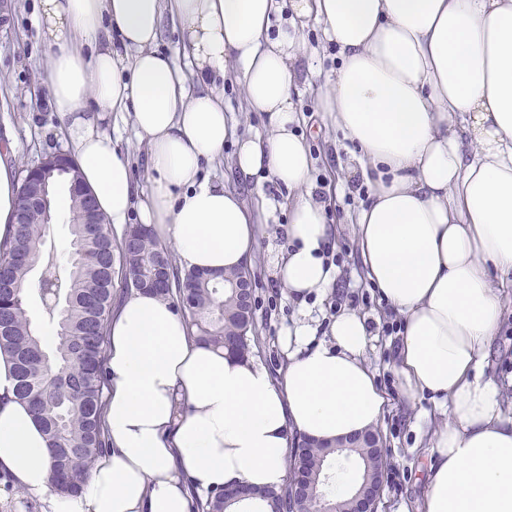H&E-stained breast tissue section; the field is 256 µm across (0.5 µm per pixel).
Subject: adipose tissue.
Listing matches in <instances>:
<instances>
[{"label": "adipose tissue", "mask_w": 512, "mask_h": 512, "mask_svg": "<svg viewBox=\"0 0 512 512\" xmlns=\"http://www.w3.org/2000/svg\"><path fill=\"white\" fill-rule=\"evenodd\" d=\"M39 0L36 34L55 52L32 96L60 130L111 230L137 218L171 245L181 273L245 265L256 229L244 199L202 177L224 159L253 177L259 204L288 189L286 249L269 259L289 297L336 288L324 258L327 204L293 98L299 23L335 44L334 79L318 111L376 171L352 222L366 278L399 316L396 365L406 396L437 397L444 417L425 449L422 512H512V414L486 375L512 299V0ZM187 35L181 57L158 48L165 25ZM233 76L268 135H234L223 90ZM128 114L146 147L147 192L135 197L107 114ZM13 142L0 145V240L11 236L21 185ZM290 327L280 377L251 357L190 335L184 313L135 290L108 326L104 422L110 448L78 494H52L46 438L15 396L0 352V468L50 512H192V495L246 483L280 488L289 432L333 441L376 427L387 399L367 363L370 317L340 310L327 340Z\"/></svg>", "instance_id": "obj_1"}]
</instances>
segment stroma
I'll return each mask as SVG.
<instances>
[{"label": "stroma", "instance_id": "stroma-1", "mask_svg": "<svg viewBox=\"0 0 512 512\" xmlns=\"http://www.w3.org/2000/svg\"><path fill=\"white\" fill-rule=\"evenodd\" d=\"M36 7L37 0H0V139L12 136L19 151L17 168L21 171L47 155L66 150L59 134L64 123L62 115L49 108H34L30 100L32 89L39 85L54 53L52 46L36 36ZM303 43L306 54L296 99L300 111L311 117L321 89L336 68V50L314 23L304 30ZM300 131L317 161L316 194L327 201L328 221L335 228L327 257L338 270V282L330 297L314 292L299 303L290 300L285 289L272 278L268 258L271 252L286 247L283 227L288 222L284 193H272L273 204L250 261L257 299L255 331L261 346L257 359L271 370H278L284 362L282 339L297 320H306L320 340L327 331L328 319L339 308L358 309L374 316L373 349L368 362L389 399L379 424L390 452L381 512H417L426 461L414 447L418 437L431 427L422 414L431 410L432 404L429 399L412 400L402 393L393 365L401 321L369 287L362 273L351 220L360 203L366 201L369 188L360 174L350 170L349 155L334 159L333 145L341 140L340 131L326 126L315 130L305 125Z\"/></svg>", "mask_w": 512, "mask_h": 512}]
</instances>
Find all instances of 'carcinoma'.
Listing matches in <instances>:
<instances>
[{
    "mask_svg": "<svg viewBox=\"0 0 512 512\" xmlns=\"http://www.w3.org/2000/svg\"><path fill=\"white\" fill-rule=\"evenodd\" d=\"M26 199L37 198L44 179L26 174ZM71 255L63 269L43 257L46 228L51 217L40 208L26 207L17 218L13 236L0 241V351L13 361L17 397L27 403L42 425L51 459V486L61 495L78 493L97 456L108 447L102 426L106 384L105 340L112 316V235L107 225L93 224L98 213L92 194L68 190ZM120 253L125 279L136 288H150L152 258H163L167 285L156 289L165 300L177 303L196 328L197 340L245 356L251 352L254 324L244 322L236 292L230 288L250 272L235 269L220 278L207 273L179 274L169 251L140 224L129 225ZM61 278L63 300L43 306L47 326L56 339L44 336L28 313L30 273ZM264 512H292L289 487L268 490L258 500ZM224 491L209 493L195 502L194 512H228Z\"/></svg>",
    "mask_w": 512,
    "mask_h": 512,
    "instance_id": "obj_1",
    "label": "carcinoma"
}]
</instances>
